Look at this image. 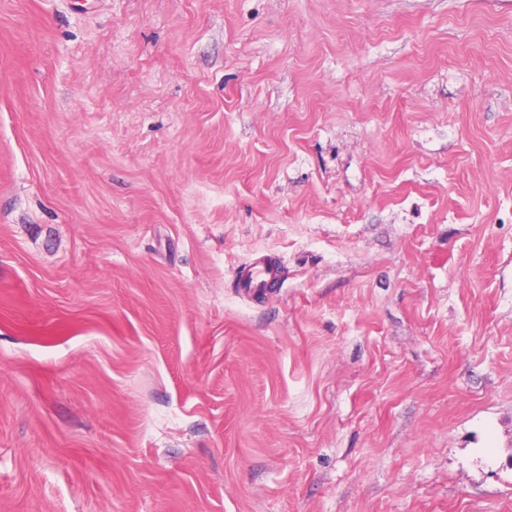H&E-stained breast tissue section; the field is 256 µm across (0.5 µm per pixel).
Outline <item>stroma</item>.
I'll list each match as a JSON object with an SVG mask.
<instances>
[{
    "label": "stroma",
    "mask_w": 512,
    "mask_h": 512,
    "mask_svg": "<svg viewBox=\"0 0 512 512\" xmlns=\"http://www.w3.org/2000/svg\"><path fill=\"white\" fill-rule=\"evenodd\" d=\"M0 512H512V0H0ZM277 277V271L267 265L256 264L249 268L242 277V286L251 291H259L267 287Z\"/></svg>",
    "instance_id": "obj_1"
}]
</instances>
